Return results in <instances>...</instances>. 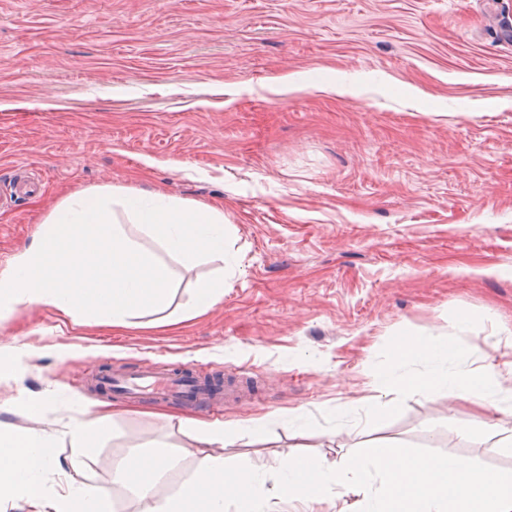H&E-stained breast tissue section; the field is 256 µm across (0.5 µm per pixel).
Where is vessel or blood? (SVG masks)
<instances>
[{
	"instance_id": "1",
	"label": "vessel or blood",
	"mask_w": 512,
	"mask_h": 512,
	"mask_svg": "<svg viewBox=\"0 0 512 512\" xmlns=\"http://www.w3.org/2000/svg\"><path fill=\"white\" fill-rule=\"evenodd\" d=\"M96 382L104 389L127 396L148 393L202 403L210 400L206 380L196 369L173 368L163 374L142 370L127 375L101 371L96 375Z\"/></svg>"
}]
</instances>
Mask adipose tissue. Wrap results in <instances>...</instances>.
Wrapping results in <instances>:
<instances>
[{
    "instance_id": "ef3b65f1",
    "label": "adipose tissue",
    "mask_w": 512,
    "mask_h": 512,
    "mask_svg": "<svg viewBox=\"0 0 512 512\" xmlns=\"http://www.w3.org/2000/svg\"><path fill=\"white\" fill-rule=\"evenodd\" d=\"M142 228L156 243L147 248L122 229L121 220ZM228 229L220 204L191 203L135 188L95 186L62 199L39 225L30 244L0 268V321L33 305H48L80 323L100 319L112 329L142 324L165 327L209 311L224 297V276L198 280L190 299L175 304L174 265L190 270L224 257ZM447 342L401 332L395 350L402 358H425L438 370L413 382L378 374L374 389L392 394L414 385L424 396L438 387L456 394L463 377L448 362ZM201 442L193 476L178 491L158 495L175 464L167 448L132 447L112 468V482L125 488L140 512H264L259 493L285 500L315 501L328 490L343 500L341 512H512V474L487 472L454 456H418L391 448L348 457L336 465L309 457L285 456L267 472L225 458L223 422L187 420ZM57 439L44 431L15 433L0 424V512L18 499L34 512H113L109 493L82 481L64 491L48 487L58 467ZM378 467L386 479L379 489L357 482Z\"/></svg>"
}]
</instances>
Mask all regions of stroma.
Masks as SVG:
<instances>
[{
	"instance_id": "35a3bbf8",
	"label": "stroma",
	"mask_w": 512,
	"mask_h": 512,
	"mask_svg": "<svg viewBox=\"0 0 512 512\" xmlns=\"http://www.w3.org/2000/svg\"><path fill=\"white\" fill-rule=\"evenodd\" d=\"M304 88L278 92L282 76ZM344 83V96L325 93ZM0 267L64 196L104 184L224 205L225 265L180 270L178 301L223 271V300L122 335L53 308L0 325V422L56 435L113 412L76 480L108 487L132 446L194 473L182 418L247 427L225 457L266 470L301 452L343 463L386 444L512 471V0H0ZM406 329L447 340L464 377L493 368L484 408L412 388L371 409ZM120 367L206 369L244 383L219 413L99 388ZM52 390L39 413L28 394Z\"/></svg>"
}]
</instances>
